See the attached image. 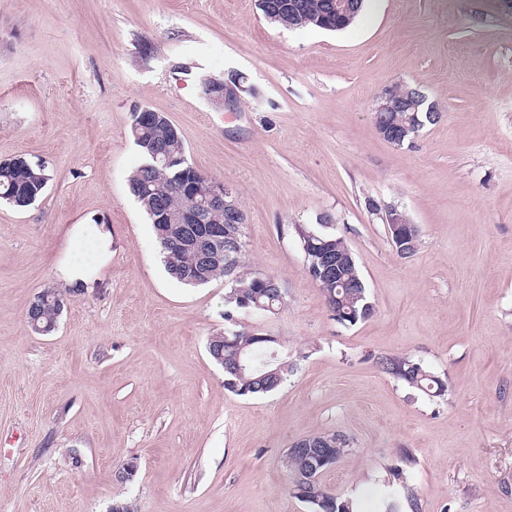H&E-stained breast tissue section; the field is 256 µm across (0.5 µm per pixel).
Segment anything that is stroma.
Listing matches in <instances>:
<instances>
[{"mask_svg": "<svg viewBox=\"0 0 512 512\" xmlns=\"http://www.w3.org/2000/svg\"><path fill=\"white\" fill-rule=\"evenodd\" d=\"M239 74L236 111L203 92ZM402 83L441 113L413 144L384 140L377 95ZM178 129L188 161L247 215L250 271L285 304L238 316L295 370L241 397L207 340L223 281L169 277L128 190L131 114ZM45 163L44 196L0 203V512H310L290 446L339 432L324 474L372 501L403 454L421 512H512V10L501 0H365L347 29H286L255 0H0V160ZM377 201L417 224L399 257ZM354 254L375 312L332 320L296 225L319 217ZM80 279L65 278L73 263ZM68 304L50 335L27 310ZM409 357L432 397L381 371ZM126 482L116 475L127 463ZM60 302L63 303L64 309L67 303V297L59 289L53 288V290H47L35 296L27 311V321L34 333L47 335L56 329L60 317L54 320V315L56 306ZM47 324L50 327L47 333H42L37 330V327H44ZM380 369L391 374L410 387L432 397L444 395L445 382L429 371L420 361L410 358L381 357L378 359Z\"/></svg>", "mask_w": 512, "mask_h": 512, "instance_id": "stroma-1", "label": "stroma"}]
</instances>
